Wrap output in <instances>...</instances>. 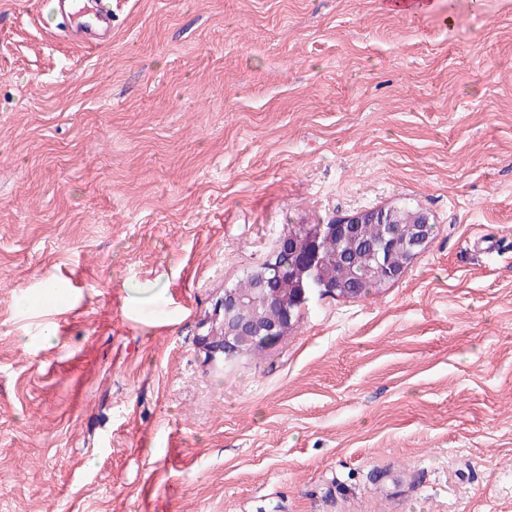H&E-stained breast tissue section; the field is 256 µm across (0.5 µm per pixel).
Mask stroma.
<instances>
[{
	"label": "stroma",
	"mask_w": 512,
	"mask_h": 512,
	"mask_svg": "<svg viewBox=\"0 0 512 512\" xmlns=\"http://www.w3.org/2000/svg\"><path fill=\"white\" fill-rule=\"evenodd\" d=\"M112 9L0 0V512H512V0ZM404 199L400 279L207 360L277 240ZM109 2L51 0L49 3L50 12L62 31L89 48H96L112 38V7Z\"/></svg>",
	"instance_id": "obj_1"
}]
</instances>
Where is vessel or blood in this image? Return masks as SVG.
Listing matches in <instances>:
<instances>
[{"label":"vessel or blood","mask_w":512,"mask_h":512,"mask_svg":"<svg viewBox=\"0 0 512 512\" xmlns=\"http://www.w3.org/2000/svg\"><path fill=\"white\" fill-rule=\"evenodd\" d=\"M50 12L62 31L86 46H102L112 37L110 0H50Z\"/></svg>","instance_id":"b4317fda"}]
</instances>
